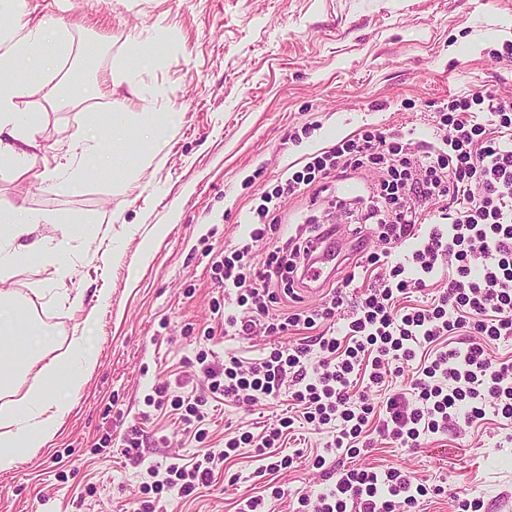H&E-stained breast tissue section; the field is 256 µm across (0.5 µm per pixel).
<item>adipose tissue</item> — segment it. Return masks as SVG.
<instances>
[{"label":"adipose tissue","instance_id":"ef3b65f1","mask_svg":"<svg viewBox=\"0 0 512 512\" xmlns=\"http://www.w3.org/2000/svg\"><path fill=\"white\" fill-rule=\"evenodd\" d=\"M66 42L64 29L50 32L36 24L0 51V161L20 172L41 165L45 181L51 183L63 177L71 183L78 181L86 171L42 153L37 139L39 125L22 112L18 101L40 95L43 87L14 78L13 73L23 64L48 65L55 48ZM3 308L8 314L0 316V391L18 386L26 374H33L34 379L21 400L0 408V472L11 470L21 457L43 448L58 430L69 405L54 394L56 384L62 381L69 389H77L96 364L95 354L82 335L71 338L67 353L38 362L31 350L14 339L27 321L24 312L0 292Z\"/></svg>","mask_w":512,"mask_h":512}]
</instances>
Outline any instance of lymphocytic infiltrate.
Segmentation results:
<instances>
[{"mask_svg": "<svg viewBox=\"0 0 512 512\" xmlns=\"http://www.w3.org/2000/svg\"><path fill=\"white\" fill-rule=\"evenodd\" d=\"M436 129L427 141L400 130L363 128L310 154L301 169L280 180L274 196L282 200L319 178L377 170L380 179L362 220L378 225L382 241L403 246L404 253L388 272L375 274L335 336L314 329L341 310L354 273L331 285L327 307L283 316L270 311L275 284L309 260L312 237L296 236L286 256L271 250L259 267L251 265L245 245L213 261L215 283L235 291L225 332L271 335L299 326L313 337L275 348L248 366L234 356L211 365L207 353H199L210 394L248 404L289 388L306 422L334 429L333 448L356 456L371 445L368 390L387 386L393 365L411 361L425 347L429 353L407 387L387 397L380 435L416 448L449 423H470L490 408L512 419V362H494L485 354L486 343L512 337V103L488 104L476 93L453 98ZM433 212L438 223L420 233ZM443 267L453 273L438 297L422 307H398L400 295L426 288ZM464 334L473 338L466 348H443V337ZM314 347L323 354L315 366L309 360ZM250 441L247 435L233 437L220 452H206L191 465H151L147 472L155 490L186 497L210 483L218 466ZM335 475L329 493L313 502L301 498V505H312V512H394L396 503L410 510L429 492L394 468L380 474L340 467Z\"/></svg>", "mask_w": 512, "mask_h": 512, "instance_id": "f902f5d3", "label": "lymphocytic infiltrate"}]
</instances>
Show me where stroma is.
I'll return each instance as SVG.
<instances>
[{"instance_id": "stroma-1", "label": "stroma", "mask_w": 512, "mask_h": 512, "mask_svg": "<svg viewBox=\"0 0 512 512\" xmlns=\"http://www.w3.org/2000/svg\"><path fill=\"white\" fill-rule=\"evenodd\" d=\"M26 9L63 17L70 36L51 67L21 74L52 94L23 104L40 116L42 145L80 166V139L92 136L108 160L62 186L44 183L38 165L0 167V209L46 214L37 234L51 259L39 274L0 281V290L27 303L54 353L77 330L97 352L82 388L66 393L70 413L46 446L0 473V512H135L143 500L162 512H238L241 500L274 486L288 491L276 512H301L300 497L330 488L313 465L320 455L443 484L416 512H461L463 493L480 512H512V419L489 413L415 451L379 439L346 458L327 451L331 433L303 424L288 395L248 405L208 397L196 362L202 350L219 363L230 355L251 362L306 336L217 333L224 291L212 278L215 253L248 242L263 263L309 216L361 240L363 256L381 252L374 225L351 223L325 196L286 199L280 229L254 243L245 221L289 165L362 127H412L427 140L451 96L512 99V61L497 55L512 41V0H67L62 13L53 0H26ZM137 43L154 56L134 63ZM121 110L167 120L149 161L135 132L113 134ZM309 124L311 137L298 139ZM59 221L72 237L57 231ZM59 265L67 270L60 280ZM74 295L80 305H70ZM163 384L191 400L207 396L204 420L150 406ZM284 416L295 420L280 447L294 458L290 468L267 471L248 446L188 497L148 490L147 466L219 451L225 436L260 434ZM133 425L142 431L140 465L124 452Z\"/></svg>"}]
</instances>
